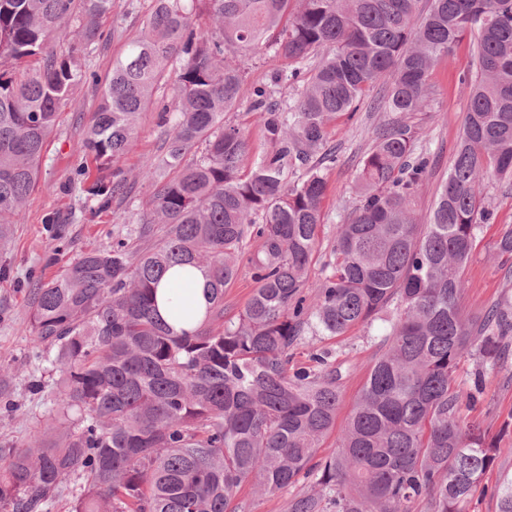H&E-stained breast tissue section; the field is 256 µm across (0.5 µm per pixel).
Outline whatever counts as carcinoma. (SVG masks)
<instances>
[{
	"instance_id": "obj_1",
	"label": "carcinoma",
	"mask_w": 512,
	"mask_h": 512,
	"mask_svg": "<svg viewBox=\"0 0 512 512\" xmlns=\"http://www.w3.org/2000/svg\"><path fill=\"white\" fill-rule=\"evenodd\" d=\"M155 0L128 52L99 79L78 63L100 41L96 19L112 0H0V239L17 223L44 148L74 87L103 92L80 145L109 165L130 148L137 120L180 62L165 112L174 114L162 165L135 233L160 242L141 252L118 238L81 254L32 289L35 356L57 369L56 407L24 444L0 442V512H41L72 477L84 480L71 512H245V483L276 496L301 476L313 492L284 512H465L497 457L512 452L463 417L475 395L455 387L460 358L495 367L512 335V309L471 318L463 271L477 232L494 218L483 196L512 183V0ZM477 37V72L456 155L430 221L412 200L428 169L410 128L396 120L366 154L352 218L336 225L324 275L309 278L327 182L312 164L328 125L355 112L382 79L381 108L397 116L428 105L437 59ZM69 51H53L55 41ZM273 49L272 81L310 75L291 103L253 91L266 148L250 158L224 123L238 103L245 61ZM40 61L25 79L5 62ZM123 185L93 189L106 207ZM512 279V228L496 245ZM249 267L255 291L234 321L224 288ZM175 266L208 278L194 330L190 305L159 313L157 286ZM381 313L369 376L340 432V450L314 462L336 426L342 375L320 336H341ZM304 344L308 364L290 368ZM512 512V477L498 487Z\"/></svg>"
}]
</instances>
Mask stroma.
I'll return each instance as SVG.
<instances>
[{"label":"stroma","instance_id":"35a3bbf8","mask_svg":"<svg viewBox=\"0 0 512 512\" xmlns=\"http://www.w3.org/2000/svg\"><path fill=\"white\" fill-rule=\"evenodd\" d=\"M153 5V0H112V10L98 19L102 39L81 58L83 68L106 75L120 57L128 41L138 33ZM270 51L257 54L245 69L238 106L224 116L227 124L238 126L252 155L265 148L259 113L250 109L255 88L272 86L274 97L288 100L300 84L291 79L272 84ZM476 40L468 35L434 65L430 76V106L404 117L414 132L419 149L429 157L424 184L413 201L419 223H428L437 193L448 176L468 104L467 77L476 72ZM384 92L382 83L366 88L355 114L337 115L328 126L327 145L334 162L321 165L327 181L323 199L322 224L310 267L312 279L322 275L334 245L338 224L344 223L356 205V183L362 161L383 129L391 125L389 112L371 111V103ZM102 86L80 83L72 100L60 113L56 128L48 139L37 183L31 192L18 224L0 240V266L7 273L0 277V367L9 372L14 410L0 409V441H27L39 423L55 407L56 374L49 362L35 357L30 343V291L39 283L61 275L80 254L111 245L113 237L127 236L137 225L148 204L163 154L165 129L160 124L164 101L154 104L139 119L138 131L128 152L112 165L100 167L83 157L79 146L92 123ZM123 182L124 194L115 196L106 208H98L91 195L96 182ZM492 203L493 223L483 225L463 272L465 315H483L492 305L512 300V284H507L496 259V242L501 230L512 225V184L487 183L484 190ZM64 228L56 237V228ZM386 329L383 319L371 325L358 324L344 335L327 336L322 347L332 352L342 375V404L337 424H344L354 397L362 388L378 342ZM42 372L45 388L32 394L29 377ZM482 392L470 418L482 422L491 434H498L503 420L512 413V351L502 356L494 370L484 373ZM512 476V454L498 456L486 474L483 487L469 503V512H498L495 488L503 477Z\"/></svg>","mask_w":512,"mask_h":512}]
</instances>
